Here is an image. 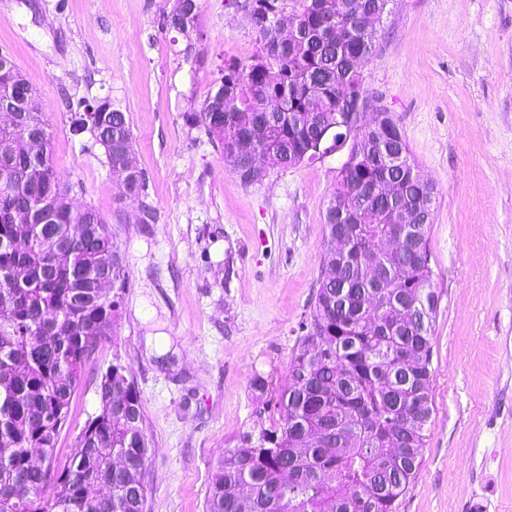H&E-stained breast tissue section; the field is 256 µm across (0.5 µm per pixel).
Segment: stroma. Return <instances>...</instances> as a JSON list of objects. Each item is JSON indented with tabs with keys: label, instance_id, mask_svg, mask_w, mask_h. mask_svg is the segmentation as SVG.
Returning a JSON list of instances; mask_svg holds the SVG:
<instances>
[{
	"label": "stroma",
	"instance_id": "stroma-1",
	"mask_svg": "<svg viewBox=\"0 0 512 512\" xmlns=\"http://www.w3.org/2000/svg\"><path fill=\"white\" fill-rule=\"evenodd\" d=\"M200 4L203 38L188 59L166 24L172 0H0V52L49 121L54 170L69 201L99 213L128 274L119 325L84 371L55 464L95 414L101 372L126 366L149 441L144 512H206L225 448L269 427L251 382L288 379L344 161L247 185L186 124L225 61L258 50L226 0ZM362 74L436 191L433 413L398 512H512V0H389ZM103 99L130 122L141 200L124 196L103 147L73 124Z\"/></svg>",
	"mask_w": 512,
	"mask_h": 512
}]
</instances>
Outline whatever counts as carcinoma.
<instances>
[{"label": "carcinoma", "instance_id": "1", "mask_svg": "<svg viewBox=\"0 0 512 512\" xmlns=\"http://www.w3.org/2000/svg\"><path fill=\"white\" fill-rule=\"evenodd\" d=\"M243 11L257 34L250 60L224 62L220 83L186 121L217 142L225 163L246 183L250 165L239 141L262 125L273 148L263 171L307 161L313 134L305 125L307 98L293 86L310 82L329 124L367 103L364 77L350 56L373 53L378 29L366 11H385L387 0H351L329 42L322 19L336 0H298L288 17L296 41L272 22L288 0H258ZM198 0L167 16L184 33L186 51L202 36ZM25 78L0 56V85ZM95 130L109 166L131 164L141 190L146 178L133 152L124 112L98 103ZM51 132L40 112H17L0 123V512H144L142 475L148 460L143 405L129 370L116 363L101 373L98 408L75 440L67 465L53 471L60 432L89 352L114 333L127 275L112 234L90 206L83 218L48 203L68 187L51 165ZM350 156L324 215L323 274L309 319L292 353L288 380L277 388L279 418L255 435L244 432L224 449L209 486L206 512H398L414 485L432 415L433 333L438 294L433 288L427 232L435 191L410 178L415 168L394 116L354 129ZM358 197L376 222L353 225L349 261L336 280L340 205ZM401 231L396 252L378 244ZM375 262L394 277L378 290L356 269ZM56 417L51 427L46 414ZM36 448L40 464L30 462ZM53 487L52 495L46 489Z\"/></svg>", "mask_w": 512, "mask_h": 512}]
</instances>
